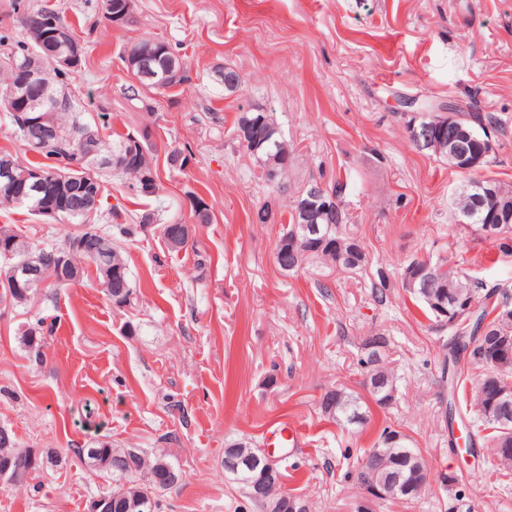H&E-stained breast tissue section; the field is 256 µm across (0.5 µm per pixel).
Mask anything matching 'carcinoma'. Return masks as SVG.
<instances>
[{"label": "carcinoma", "mask_w": 512, "mask_h": 512, "mask_svg": "<svg viewBox=\"0 0 512 512\" xmlns=\"http://www.w3.org/2000/svg\"><path fill=\"white\" fill-rule=\"evenodd\" d=\"M112 13L116 16V26H127L135 22L132 0H111ZM9 7L15 17L14 30L0 33V105L10 114L16 137L26 150L36 153L45 159H51L54 164L24 163L8 151L0 152V167L6 165L14 174H31L41 171L52 178H62L70 185V194L57 198V212L51 216L56 222L74 224L77 229L65 235L54 243L44 241L31 242L8 225L0 226V238L15 240L16 252L6 263L22 260L30 249L44 254L47 265L58 267L59 255L65 250L70 241L81 238L94 239L97 243L108 245L112 274L118 284L122 285L119 296V307L127 306L133 300L135 291L130 279L127 259L122 248L114 243V236L130 237L135 229L130 224H114L110 229H103L99 224L116 217L117 207L105 211L102 208V197L106 191L108 179L121 176L126 179L131 195L137 199H155L160 191L159 186L147 187L142 183L143 173L156 168L152 149L153 132L149 126H144L137 139L130 134L121 133L112 128V115L107 110L96 113V117L86 120L83 117V107L69 90L70 72L61 70L54 63V46L52 33L58 28L70 29L61 11L47 5H37L31 0H10ZM148 53L151 62L152 77L142 75L136 56ZM41 54L42 80L48 89V95L43 100L44 110L49 112V121L55 127L57 135L50 142L36 147L31 142L38 139L37 133L22 122V115L14 90L24 80L26 65L30 56ZM121 60L129 75V82L122 86L121 94L138 109L151 108V98L147 93L166 90L182 84L186 79V62L180 51L168 42L158 38H148L136 41L125 47ZM411 103L429 110L427 123L440 129H448V114L441 112L444 103L424 100ZM457 124L467 130L475 127L489 126L496 131L503 130L500 120L492 113L476 112L473 105L461 109ZM245 128L250 129V141L257 150L245 147L248 154L259 167L258 178L276 190L286 184L288 173L295 162V149L281 134L279 124L273 113L263 108H252L239 113L233 132ZM112 130L114 137L112 150L104 154L101 148V131ZM193 160L191 148L185 146L173 147L166 155L168 169L183 172ZM317 182L311 178L293 192L288 204V227L283 229L277 248L279 251L290 249L303 253L301 265L322 264L328 268L342 271H354L364 265L366 255L357 249L359 242L349 236L343 227L349 223V213L343 197L347 182L341 175L328 183H323L326 194L336 199L335 213L320 214L317 224L320 228L319 240L300 239V244L293 245L289 238L291 225L302 224L305 218L299 209L300 199L307 196L311 185ZM96 189L93 199L97 214V223L91 226V231H83L84 206L82 201L88 190ZM187 199L196 223H211L210 206L196 192L187 193ZM39 197L28 201L17 202L5 192H0V205L16 203L26 207L31 214L39 217L46 216L40 208ZM460 213H470L467 221L484 230L491 227L498 234L499 248L504 252H512V189L502 185L492 178L473 177L462 186L455 202ZM434 266L437 276L432 285L428 286L423 278H418L415 292L412 296L423 303L429 314L434 311L426 303V292L432 290L447 301L455 299V295L463 294L477 297L485 284L478 281L461 269H454L443 262ZM486 297L493 298L492 306L484 307L476 315L473 322L451 327L453 332L449 358L453 361L464 354L471 368L478 371L472 378L479 384L490 381L491 388L487 398L473 394V407L478 415L479 426L488 431L484 436L486 447L493 449L505 439L511 440L501 431L494 394L502 391L512 392V295L508 289L497 286L486 292ZM50 333L44 329V319L23 330L22 341L30 348L40 346L42 336ZM365 414L360 402L347 395L337 405L333 419L343 421L353 427H362L364 423L354 421L358 415ZM75 453L87 465L92 474H103L112 478V487L99 493V496L109 500L105 512H134L135 507L142 501H148L153 506V512H163V499L170 490L180 482L179 470L167 459L159 449L148 452L144 449L114 448L108 442H101L92 448H78ZM61 464L59 455L55 452H36L32 448H22L14 445L12 450L0 455V470H8V474L17 475L33 482V488H38L37 482L44 472Z\"/></svg>", "instance_id": "carcinoma-1"}]
</instances>
